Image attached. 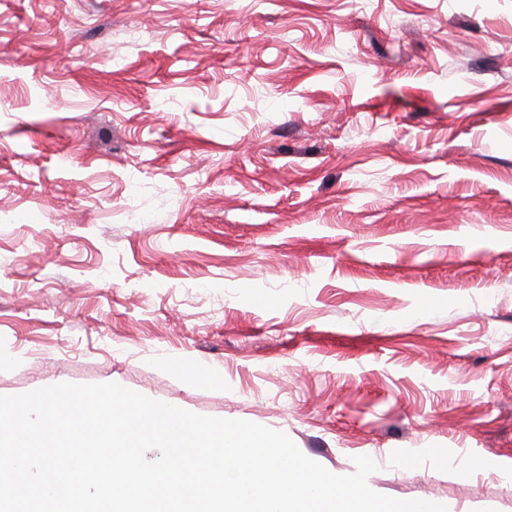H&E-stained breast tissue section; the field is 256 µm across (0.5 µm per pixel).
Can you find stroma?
Returning a JSON list of instances; mask_svg holds the SVG:
<instances>
[{"label": "stroma", "mask_w": 512, "mask_h": 512, "mask_svg": "<svg viewBox=\"0 0 512 512\" xmlns=\"http://www.w3.org/2000/svg\"><path fill=\"white\" fill-rule=\"evenodd\" d=\"M61 382L512 512V0H0V395Z\"/></svg>", "instance_id": "obj_1"}]
</instances>
